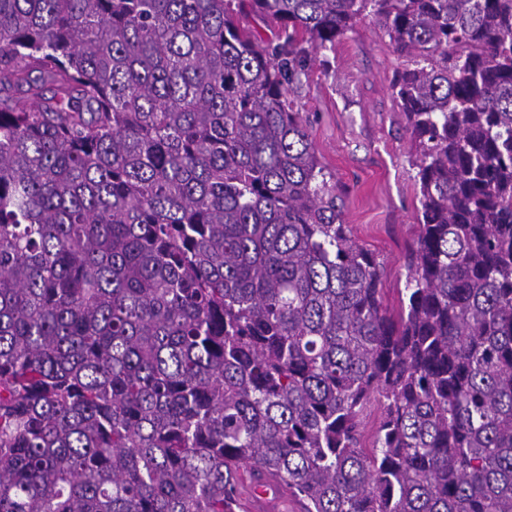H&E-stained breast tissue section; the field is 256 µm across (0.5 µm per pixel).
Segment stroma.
Instances as JSON below:
<instances>
[{
	"label": "stroma",
	"mask_w": 512,
	"mask_h": 512,
	"mask_svg": "<svg viewBox=\"0 0 512 512\" xmlns=\"http://www.w3.org/2000/svg\"><path fill=\"white\" fill-rule=\"evenodd\" d=\"M410 65L368 16L310 62L296 93L318 156L345 200L352 238L382 265L383 303L394 313L420 207L414 151L391 90Z\"/></svg>",
	"instance_id": "obj_1"
}]
</instances>
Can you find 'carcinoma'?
<instances>
[{"label": "carcinoma", "instance_id": "1", "mask_svg": "<svg viewBox=\"0 0 512 512\" xmlns=\"http://www.w3.org/2000/svg\"><path fill=\"white\" fill-rule=\"evenodd\" d=\"M368 9L413 59L396 317L293 100ZM242 468L512 512V0H0V512H236Z\"/></svg>", "mask_w": 512, "mask_h": 512}]
</instances>
